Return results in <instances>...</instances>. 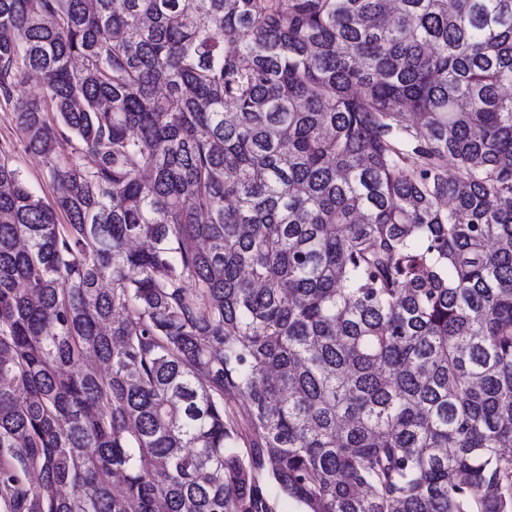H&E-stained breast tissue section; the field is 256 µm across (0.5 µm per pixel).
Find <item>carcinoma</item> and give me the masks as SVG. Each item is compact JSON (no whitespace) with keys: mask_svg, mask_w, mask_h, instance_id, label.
<instances>
[{"mask_svg":"<svg viewBox=\"0 0 512 512\" xmlns=\"http://www.w3.org/2000/svg\"><path fill=\"white\" fill-rule=\"evenodd\" d=\"M507 85L512 0H0V512H512ZM5 153L10 163L21 172L29 189L44 200H51L54 188L41 157L26 150L22 136L16 128L13 112L1 106L0 156Z\"/></svg>","mask_w":512,"mask_h":512,"instance_id":"1","label":"carcinoma"}]
</instances>
